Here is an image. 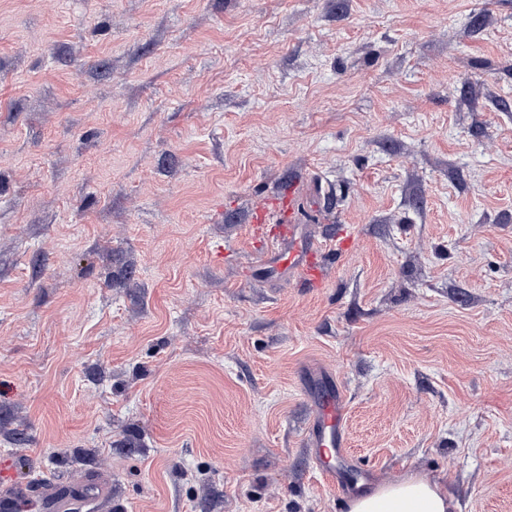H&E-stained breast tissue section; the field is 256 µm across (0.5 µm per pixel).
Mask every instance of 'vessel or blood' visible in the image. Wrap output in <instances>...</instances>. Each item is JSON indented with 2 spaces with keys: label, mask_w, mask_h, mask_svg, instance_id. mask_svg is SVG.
I'll list each match as a JSON object with an SVG mask.
<instances>
[{
  "label": "vessel or blood",
  "mask_w": 512,
  "mask_h": 512,
  "mask_svg": "<svg viewBox=\"0 0 512 512\" xmlns=\"http://www.w3.org/2000/svg\"><path fill=\"white\" fill-rule=\"evenodd\" d=\"M298 188L289 183L257 207L250 222L256 229L259 246L265 249L266 260L272 261L278 273L295 279L300 286L321 287L324 280L326 249L313 240L301 239ZM306 445L355 466L356 458L348 436V405L344 392L337 385L327 386L315 400L314 415L306 432ZM70 482L51 484L26 482L13 485L0 495V512H33L37 506H54L70 512L74 504Z\"/></svg>",
  "instance_id": "1"
}]
</instances>
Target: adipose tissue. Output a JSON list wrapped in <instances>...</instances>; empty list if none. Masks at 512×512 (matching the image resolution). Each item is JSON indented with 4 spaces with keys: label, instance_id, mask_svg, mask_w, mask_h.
I'll list each match as a JSON object with an SVG mask.
<instances>
[{
    "label": "adipose tissue",
    "instance_id": "adipose-tissue-1",
    "mask_svg": "<svg viewBox=\"0 0 512 512\" xmlns=\"http://www.w3.org/2000/svg\"><path fill=\"white\" fill-rule=\"evenodd\" d=\"M451 498L439 482L409 475L380 483L355 495L348 512H450Z\"/></svg>",
    "mask_w": 512,
    "mask_h": 512
}]
</instances>
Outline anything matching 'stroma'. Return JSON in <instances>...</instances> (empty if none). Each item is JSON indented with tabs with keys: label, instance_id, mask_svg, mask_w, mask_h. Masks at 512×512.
Segmentation results:
<instances>
[{
	"label": "stroma",
	"instance_id": "35a3bbf8",
	"mask_svg": "<svg viewBox=\"0 0 512 512\" xmlns=\"http://www.w3.org/2000/svg\"><path fill=\"white\" fill-rule=\"evenodd\" d=\"M297 180L322 288L257 269ZM512 512V0H0V479L112 512ZM306 446L318 448L320 457H337L347 467L357 466L348 436L346 396L337 385L327 386L315 399L314 415L306 432ZM451 507L448 488L418 475H408L358 493L349 501L348 512H451Z\"/></svg>",
	"mask_w": 512,
	"mask_h": 512
}]
</instances>
